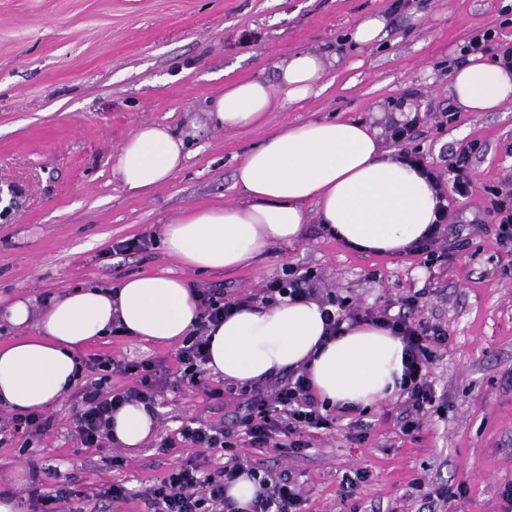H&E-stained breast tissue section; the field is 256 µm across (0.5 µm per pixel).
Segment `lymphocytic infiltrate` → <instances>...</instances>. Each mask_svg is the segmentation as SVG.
I'll use <instances>...</instances> for the list:
<instances>
[{
	"label": "lymphocytic infiltrate",
	"mask_w": 512,
	"mask_h": 512,
	"mask_svg": "<svg viewBox=\"0 0 512 512\" xmlns=\"http://www.w3.org/2000/svg\"><path fill=\"white\" fill-rule=\"evenodd\" d=\"M489 213L496 225L497 239L512 257V183L490 188ZM199 323L183 340L177 352L180 365L178 383L197 384L206 362L209 340L208 327L216 325L229 313L232 303L225 300L220 288L199 290ZM422 293L401 299L397 309L369 308L354 305L330 295L322 300L328 337L339 334L344 324L369 322L400 336L405 344V371L400 396L398 419L405 434L419 431L422 419L434 407L436 396L429 378L428 367L439 351L448 345L445 326L430 323L420 317ZM86 366L97 377L84 385L77 395L78 411L75 432L83 447L102 449L111 443L110 422L116 405L127 400L154 403L158 393L168 387L163 367L152 361L128 362L109 355L93 354ZM136 377L137 385L124 392L111 388L113 375ZM336 414L311 392L307 377L290 373L287 381L277 383L271 390L256 389L248 404L247 413L237 425L227 427L220 422L188 419L179 434L184 445L196 448L225 450L236 447L237 435H245L250 445L258 448L287 446L290 454L306 450L308 433L335 427ZM248 471L261 487L251 512H300L302 488L291 474L272 476L257 466L245 467L240 462L225 464L211 473L205 461L194 457L180 464L157 482L145 488L142 497L148 512H237L224 491L241 471Z\"/></svg>",
	"instance_id": "f902f5d3"
}]
</instances>
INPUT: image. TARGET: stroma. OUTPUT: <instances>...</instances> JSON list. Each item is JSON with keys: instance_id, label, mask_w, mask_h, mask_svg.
Wrapping results in <instances>:
<instances>
[{"instance_id": "1", "label": "stroma", "mask_w": 512, "mask_h": 512, "mask_svg": "<svg viewBox=\"0 0 512 512\" xmlns=\"http://www.w3.org/2000/svg\"><path fill=\"white\" fill-rule=\"evenodd\" d=\"M0 0V299L39 297L83 285L173 267L159 241L166 219L193 206L234 202V169L270 129L295 121L352 118L388 132L394 111L412 97L419 122L414 147L447 172L452 151L469 142L474 190L451 206L446 256L366 255L329 236L308 215L302 239L273 246L234 271L193 276L196 288L220 285L247 299L283 268L312 270L319 296L332 293L362 306H383L424 291L422 317L445 325L448 347L430 366L438 411L404 434L397 400L359 412L366 437L355 440L354 416L315 434L304 455L239 442L237 455L277 474L292 472L304 494L302 512H429V493L452 490L447 512H505L512 486V262L483 223L484 188L512 180V102L495 112H461L448 93L459 50L477 30L497 35V53L512 47L502 25L512 0ZM367 15L386 19L377 43L352 34ZM299 51H330L337 60L326 89L304 100L279 99L267 125L224 131L207 127L211 102L225 85L248 78L277 84V63ZM451 121H443L445 111ZM141 124L180 132L189 156L151 194L128 192L113 176L119 147ZM152 246L114 258V244L141 235ZM176 344L114 332L83 348L140 361L163 360L177 372ZM241 386L206 373L196 387L167 388L157 398V431L129 453L82 447L72 422L73 396L47 412L50 428L29 451L0 444V495L25 499L49 491L39 468L71 477L81 498L62 512H147L140 492L190 455L221 469L223 451L177 444L182 422L238 415ZM176 446L159 451L163 439ZM122 465H114L113 456ZM366 470L356 494L341 497L343 474ZM121 482L117 505L93 492Z\"/></svg>"}]
</instances>
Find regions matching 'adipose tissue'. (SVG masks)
<instances>
[{
	"mask_svg": "<svg viewBox=\"0 0 512 512\" xmlns=\"http://www.w3.org/2000/svg\"><path fill=\"white\" fill-rule=\"evenodd\" d=\"M334 59L299 52L278 63V85L255 78L225 86L208 120L215 129L264 125L278 102L307 98ZM449 91L466 112H493L512 100V69L475 55L457 69ZM184 138L169 126L136 127L121 145L112 174L135 195H149L181 169ZM237 201L192 207L162 227L163 248L187 272L233 270L264 257L272 245L300 241L308 210L338 241L357 251L400 255L417 245L435 219L436 192L425 176L386 148L374 127L345 119H313L273 129L234 174ZM198 294L163 270L117 286L77 287L40 298L20 296L0 308V322L18 329L0 343V406L44 412L77 384L78 351L112 327L149 341L188 336L199 321ZM321 306L282 300L244 303L211 333L207 370L241 385L278 373L307 371L314 394L345 410L368 409L400 392L404 344L370 323L324 339ZM112 440L135 450L156 429L152 408L132 401L112 415Z\"/></svg>",
	"mask_w": 512,
	"mask_h": 512,
	"instance_id": "ef3b65f1",
	"label": "adipose tissue"
}]
</instances>
